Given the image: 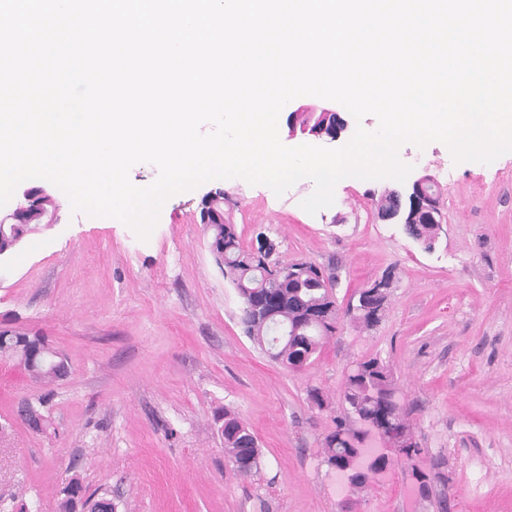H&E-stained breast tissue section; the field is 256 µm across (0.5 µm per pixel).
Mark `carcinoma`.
Returning a JSON list of instances; mask_svg holds the SVG:
<instances>
[{"instance_id":"1","label":"carcinoma","mask_w":512,"mask_h":512,"mask_svg":"<svg viewBox=\"0 0 512 512\" xmlns=\"http://www.w3.org/2000/svg\"><path fill=\"white\" fill-rule=\"evenodd\" d=\"M56 208L55 198L43 197L29 210L23 223L0 224V253L8 255L23 236L43 223V212ZM208 244L216 263L233 283L240 299V323L247 337L275 362L286 367L302 354L313 361L324 340L333 335L330 326L312 321L325 306L336 303L330 285L336 274L307 261L276 262L269 266L261 256L241 245L236 225L217 221L206 225ZM440 225L412 224L409 235L423 241L438 238ZM0 357L16 361L35 382L56 381L68 373L66 358L51 350L44 338L18 330L0 331ZM396 390L393 374L377 357L356 362L347 376L336 428L324 443V462L329 467L353 454L348 437L356 435L358 422L387 418L390 407L384 397ZM47 401L28 402L38 424L37 432L49 425ZM224 451L233 471L250 476L259 470L261 448L249 426L224 410ZM59 512H115L106 497L85 494L78 479L61 490Z\"/></svg>"}]
</instances>
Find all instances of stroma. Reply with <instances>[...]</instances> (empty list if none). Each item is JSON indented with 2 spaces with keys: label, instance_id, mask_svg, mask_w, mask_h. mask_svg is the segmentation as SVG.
<instances>
[{
  "label": "stroma",
  "instance_id": "1",
  "mask_svg": "<svg viewBox=\"0 0 512 512\" xmlns=\"http://www.w3.org/2000/svg\"><path fill=\"white\" fill-rule=\"evenodd\" d=\"M399 157L441 192L433 251L378 220L386 185L376 180L339 182L334 204L313 215L300 206L310 181L280 196L245 181L223 188L243 247L264 235L281 261L334 270L339 307L392 277L381 321L365 330L342 316L300 371L243 332L199 222L215 186L167 198L145 241L115 218L72 211L56 191L55 221L0 260V329L45 336L69 373L42 386L0 359V495L56 512L76 478L117 512H512V156L457 162L432 142L403 144ZM367 357L392 369L422 452L355 492L325 465L323 440L349 369ZM44 394L52 425L35 433L17 408ZM227 409L261 445L254 475L227 463ZM414 469L428 474V493Z\"/></svg>",
  "mask_w": 512,
  "mask_h": 512
}]
</instances>
